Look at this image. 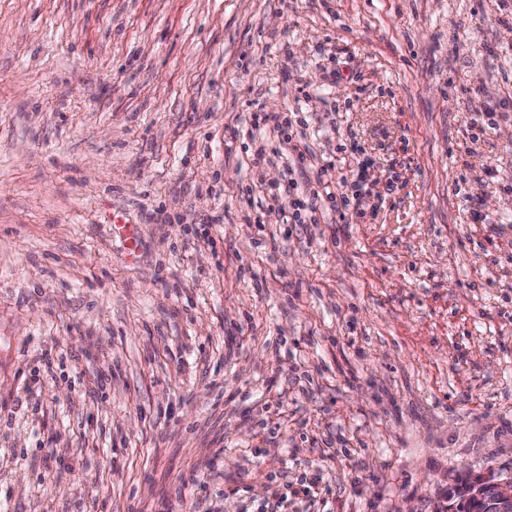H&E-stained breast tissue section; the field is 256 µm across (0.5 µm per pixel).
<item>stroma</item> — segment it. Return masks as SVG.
<instances>
[{
  "label": "stroma",
  "mask_w": 512,
  "mask_h": 512,
  "mask_svg": "<svg viewBox=\"0 0 512 512\" xmlns=\"http://www.w3.org/2000/svg\"><path fill=\"white\" fill-rule=\"evenodd\" d=\"M501 197L512 0H0V512L512 480ZM367 169V165L366 163L363 161V162H360L358 163L357 165V170H354L353 171V175H355V179L353 180V185L355 188H357L358 190L356 191V193H354L352 195V199L349 197V195L347 193H344L343 191H340L339 193V202L337 201V198L335 195H333L331 192H329L328 194L330 195V197L336 201L337 203V206L336 208L339 210V204H340V207H341V211H342V217H345L346 216V213L344 210H349L352 203H353V199L354 200H357L358 197L362 194V190L364 189V184H365V171Z\"/></svg>",
  "instance_id": "1"
}]
</instances>
